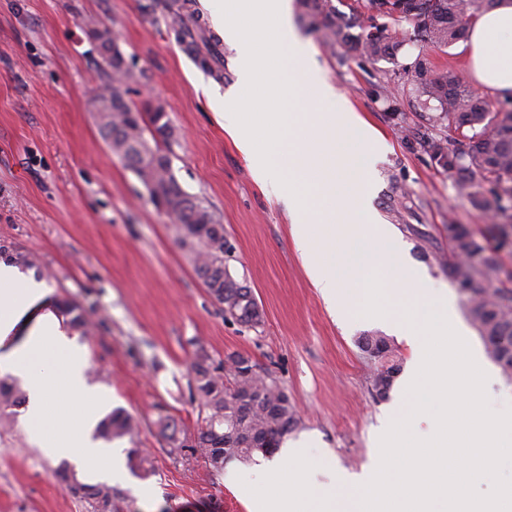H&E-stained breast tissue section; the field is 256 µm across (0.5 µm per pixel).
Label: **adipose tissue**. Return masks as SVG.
Instances as JSON below:
<instances>
[{
    "instance_id": "adipose-tissue-1",
    "label": "adipose tissue",
    "mask_w": 512,
    "mask_h": 512,
    "mask_svg": "<svg viewBox=\"0 0 512 512\" xmlns=\"http://www.w3.org/2000/svg\"><path fill=\"white\" fill-rule=\"evenodd\" d=\"M507 36L512 37V0L481 13L469 34L471 75L502 96L512 95V52L503 50ZM49 294L42 283L0 262V374L22 381L28 394L25 428L46 456L73 461L84 480L123 482L121 453L93 436L105 395L87 384L86 354L69 339ZM68 401L79 413L50 420V404Z\"/></svg>"
}]
</instances>
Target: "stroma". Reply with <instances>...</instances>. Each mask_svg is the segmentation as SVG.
Instances as JSON below:
<instances>
[{
	"label": "stroma",
	"mask_w": 512,
	"mask_h": 512,
	"mask_svg": "<svg viewBox=\"0 0 512 512\" xmlns=\"http://www.w3.org/2000/svg\"><path fill=\"white\" fill-rule=\"evenodd\" d=\"M167 0H0V242L34 254L54 299L91 308L94 332L78 338L104 388L108 408L141 420L123 448L149 449L153 470L122 485L119 512H247L241 491L227 487L191 445L200 406L190 391L197 349L214 361L249 357L296 406L292 438L310 437L314 481L359 472L379 456L381 417L407 403L402 369L388 399L374 400L358 339L384 333L362 315L334 317L313 287L291 235V215L275 180L257 182L224 131L215 106L236 90L235 52L221 70L204 68L164 22ZM112 30L137 75L128 101L139 111L163 105L174 136L164 144L172 171L224 226V263L247 285L262 321L231 319L194 271L182 233L158 209L137 176L99 134L93 95L102 83L89 22ZM313 60L339 95L380 136L367 186L372 209L406 244L417 266L448 290L489 380L492 410L512 407V380L489 357L469 318L466 297L449 278L448 225L487 233V214L454 191L455 173L425 147L439 135L433 106L404 88L402 65L426 57L438 70L467 77V88L499 96L468 78V42L438 49L407 43L396 60L331 53L299 21ZM177 423L176 442L158 420ZM56 462L30 444L21 420L0 428V512H88L56 479Z\"/></svg>",
	"instance_id": "35a3bbf8"
}]
</instances>
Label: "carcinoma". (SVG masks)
<instances>
[{"mask_svg":"<svg viewBox=\"0 0 512 512\" xmlns=\"http://www.w3.org/2000/svg\"><path fill=\"white\" fill-rule=\"evenodd\" d=\"M418 13L412 21L395 15L396 0H353L334 4L333 0H297L301 17L321 31L331 49L341 44L369 60H395L407 41L446 47L462 38L466 27L479 14L501 0H407ZM345 9H340V6ZM383 20L376 36L365 33V21ZM106 77L104 92L94 98L99 112V131L112 151L131 168L147 188L153 203H162L166 213L179 224L184 239L195 244L197 276L217 303H226L247 316V323L261 321V312L245 285L231 279L224 267V225L197 198L179 184L170 159L157 143L172 137V129L162 105L149 111L151 139L144 137L141 113L132 109L126 95L127 83L135 77L117 43L112 53L99 55ZM404 83L424 102H437V122L443 132L427 141L436 163L456 173V188L482 210L499 216L502 195H512V112L500 113L492 105L464 88L454 70L435 71L420 56L402 67ZM156 146H151V143ZM495 246L479 239L470 225H448V276L457 280L466 295L469 316L482 338L489 356L512 379V290L492 286L498 271L494 252L512 249V224H494L489 229ZM7 262L23 270L41 274L36 257L17 253ZM59 313L69 330L88 335L91 321L80 304L63 299ZM358 346L370 368L371 394L389 397V375L400 373L401 360L384 336L367 334ZM246 358L232 354L224 364L214 366L204 349H199L193 365L192 389L205 411L192 448L216 469L232 460L250 461L261 454L269 456L280 441L298 424L295 406L288 395L257 365H245ZM26 395L13 382L0 379V418L10 419L24 406ZM139 422L123 409L108 413L97 427V435L110 443L133 437ZM269 439L271 447L256 446L253 440ZM133 473L147 475L152 469L150 456L141 448L127 454ZM58 479L74 497L86 502L91 512H114L120 492L107 484L89 485L63 466Z\"/></svg>","mask_w":512,"mask_h":512,"instance_id":"cac0c4a2","label":"carcinoma"}]
</instances>
